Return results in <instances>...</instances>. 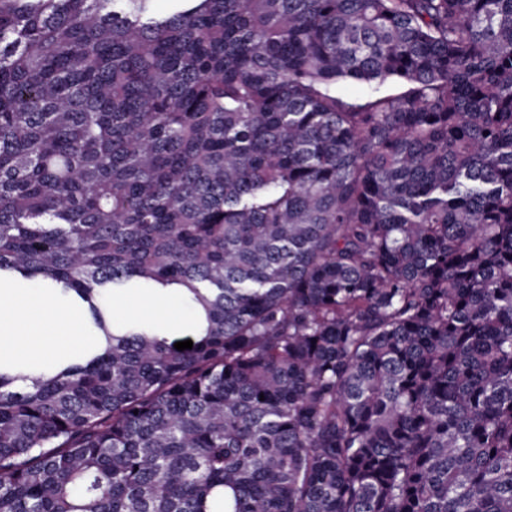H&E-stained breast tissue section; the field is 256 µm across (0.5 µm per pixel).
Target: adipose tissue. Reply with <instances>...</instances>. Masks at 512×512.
Returning <instances> with one entry per match:
<instances>
[{
  "label": "adipose tissue",
  "mask_w": 512,
  "mask_h": 512,
  "mask_svg": "<svg viewBox=\"0 0 512 512\" xmlns=\"http://www.w3.org/2000/svg\"><path fill=\"white\" fill-rule=\"evenodd\" d=\"M113 318L122 321L172 322L190 328L193 314L172 296L143 295L112 305ZM86 311L64 302L55 292L11 288L0 283V360L25 369L37 364H60L81 356L88 345L103 346L100 336L84 335Z\"/></svg>",
  "instance_id": "obj_1"
}]
</instances>
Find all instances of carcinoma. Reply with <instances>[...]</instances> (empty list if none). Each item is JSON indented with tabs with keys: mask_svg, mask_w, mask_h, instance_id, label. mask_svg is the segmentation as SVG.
I'll return each instance as SVG.
<instances>
[{
	"mask_svg": "<svg viewBox=\"0 0 512 512\" xmlns=\"http://www.w3.org/2000/svg\"><path fill=\"white\" fill-rule=\"evenodd\" d=\"M5 278L0 512H512V0H0ZM0 283V360H11L21 369L29 365H59L81 356L94 344L102 347L103 336H84L87 327L83 306L67 304L55 292L31 283ZM129 292L118 299L131 302H113L112 317L119 321H153L158 323H178L182 329L191 328L193 312L181 307V299L172 296L141 295Z\"/></svg>",
	"mask_w": 512,
	"mask_h": 512,
	"instance_id": "1",
	"label": "carcinoma"
}]
</instances>
